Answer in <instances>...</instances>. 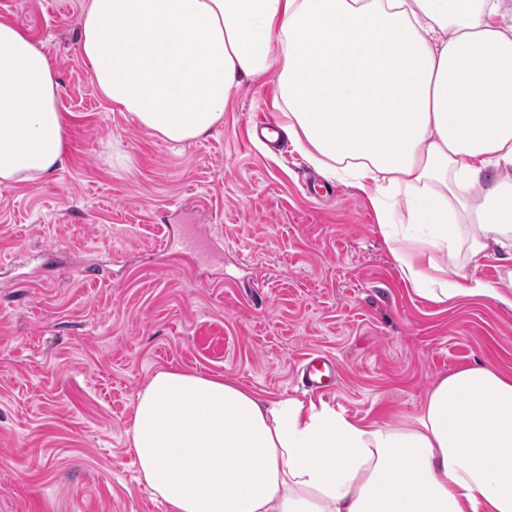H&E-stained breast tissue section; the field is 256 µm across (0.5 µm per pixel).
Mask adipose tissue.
I'll use <instances>...</instances> for the list:
<instances>
[{
	"instance_id": "1",
	"label": "adipose tissue",
	"mask_w": 512,
	"mask_h": 512,
	"mask_svg": "<svg viewBox=\"0 0 512 512\" xmlns=\"http://www.w3.org/2000/svg\"><path fill=\"white\" fill-rule=\"evenodd\" d=\"M80 52L101 98L157 138H204L245 78L275 74L277 125L357 185L400 277L434 303L500 286L441 258L512 261V14L503 0H89ZM60 81L0 20V183L64 162ZM169 512H512V375L449 374L420 415L366 424L327 404L157 372L130 429Z\"/></svg>"
}]
</instances>
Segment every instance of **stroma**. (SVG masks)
Returning a JSON list of instances; mask_svg holds the SVG:
<instances>
[{"mask_svg": "<svg viewBox=\"0 0 512 512\" xmlns=\"http://www.w3.org/2000/svg\"><path fill=\"white\" fill-rule=\"evenodd\" d=\"M87 3L0 0L58 71L69 128L61 168L0 184V512H167L130 443L161 370L367 423L417 415L454 371L512 373L511 308L418 296L359 188L251 140L275 75L244 80L205 138L164 142L99 96ZM312 354L335 359L331 391L299 385Z\"/></svg>", "mask_w": 512, "mask_h": 512, "instance_id": "obj_1", "label": "stroma"}]
</instances>
